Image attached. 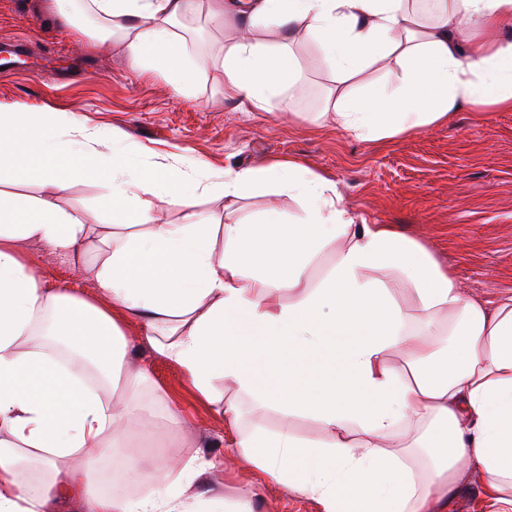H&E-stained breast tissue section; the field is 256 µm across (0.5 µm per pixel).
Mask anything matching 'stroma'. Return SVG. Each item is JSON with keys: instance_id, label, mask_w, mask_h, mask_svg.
I'll use <instances>...</instances> for the list:
<instances>
[{"instance_id": "35a3bbf8", "label": "stroma", "mask_w": 512, "mask_h": 512, "mask_svg": "<svg viewBox=\"0 0 512 512\" xmlns=\"http://www.w3.org/2000/svg\"><path fill=\"white\" fill-rule=\"evenodd\" d=\"M91 6V0H74L73 23L66 26L52 0H0V46L29 43L24 65L0 75V111L27 107L83 116L100 127L104 140L116 136L130 148L149 147L155 161L170 167L186 156L214 170L302 158L336 183L357 216L397 225L425 244L471 295L493 303L512 290V110L465 107L445 125L411 137L351 139L316 118L334 78L316 64L314 45L298 53L307 92L288 99L289 110L306 116L299 122L287 112H245L225 102L222 71L205 63L223 52V28L184 33L197 73L183 90L163 73L131 68L120 39L101 46L106 22ZM108 195L107 183L78 182L63 204L85 211L92 223L108 224ZM270 207L288 223L301 214L288 196L260 190L241 201L239 215L257 220ZM23 251L47 287L89 292L86 257L62 261L41 244ZM127 337L134 363L149 366L169 403L185 416L184 437L169 443L170 457L220 460L210 482L229 499L252 491L253 512H320L314 500L273 483L235 455L223 412L196 398L181 369L143 343L137 323L129 324Z\"/></svg>"}]
</instances>
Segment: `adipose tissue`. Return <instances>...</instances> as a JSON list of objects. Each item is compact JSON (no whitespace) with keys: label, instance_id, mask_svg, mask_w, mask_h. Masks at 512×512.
I'll use <instances>...</instances> for the list:
<instances>
[{"label":"adipose tissue","instance_id":"1","mask_svg":"<svg viewBox=\"0 0 512 512\" xmlns=\"http://www.w3.org/2000/svg\"><path fill=\"white\" fill-rule=\"evenodd\" d=\"M93 3L132 67L183 88L195 71L177 22L201 12L237 31L214 64L225 100L247 112L287 111L285 94L305 91L296 51L316 43L335 76L320 115L358 140L410 136L467 105L512 108V0H453L430 17L410 0ZM374 67L383 77L363 82ZM102 144L78 116L0 113V180L41 188L0 190V512H56L64 500L82 512H252L248 493L227 503L208 486L214 460L126 454L185 426L149 369L130 365L131 319L201 401L222 404L235 454L321 512H446L474 470L497 512H512V292L493 304L469 296L421 242L358 222L335 182L299 159L213 172L219 222L198 209L206 164L138 165ZM95 175L111 185L114 216L99 238L83 211L61 204ZM267 185L300 202L296 223L273 208L254 223L237 218L239 201ZM169 195L183 223H161ZM31 242L91 254L98 297L43 288L22 254ZM327 250L334 263L312 281ZM247 405L286 421L247 426ZM293 416L314 420L320 438L300 439ZM436 447L443 455L422 461ZM114 455L112 489L97 493L94 464ZM145 480L156 493L124 494Z\"/></svg>","mask_w":512,"mask_h":512}]
</instances>
